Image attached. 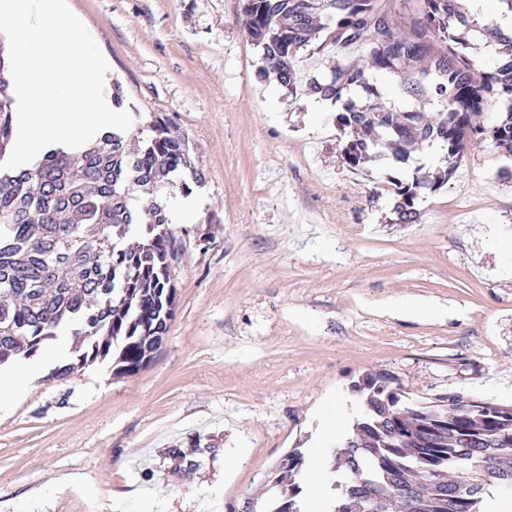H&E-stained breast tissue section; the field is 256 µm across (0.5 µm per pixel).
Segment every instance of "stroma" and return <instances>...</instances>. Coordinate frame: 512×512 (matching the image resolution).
<instances>
[{
    "label": "stroma",
    "mask_w": 512,
    "mask_h": 512,
    "mask_svg": "<svg viewBox=\"0 0 512 512\" xmlns=\"http://www.w3.org/2000/svg\"><path fill=\"white\" fill-rule=\"evenodd\" d=\"M118 81L140 144L151 115L185 135L203 176L191 194L171 175L159 199L179 246L173 318L136 374L111 361L65 377L50 350L0 411V512H266L272 471L292 449L325 453L337 421L360 416L351 386L398 378L427 405L496 399L512 378V157L490 141L457 157L419 145L409 160L350 168L341 102L314 109L308 86L359 61L328 34L301 50L296 92L258 82L260 53L241 0H67ZM450 171L400 223L396 182ZM429 303L428 317L394 302ZM211 452L182 475L169 448Z\"/></svg>",
    "instance_id": "1"
}]
</instances>
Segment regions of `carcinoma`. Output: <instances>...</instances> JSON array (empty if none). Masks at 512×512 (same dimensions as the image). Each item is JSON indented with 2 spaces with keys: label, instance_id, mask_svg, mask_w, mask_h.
Segmentation results:
<instances>
[{
  "label": "carcinoma",
  "instance_id": "obj_1",
  "mask_svg": "<svg viewBox=\"0 0 512 512\" xmlns=\"http://www.w3.org/2000/svg\"><path fill=\"white\" fill-rule=\"evenodd\" d=\"M378 2L242 0L246 31L261 53L258 79L273 76L293 87L291 63L324 29L322 11L335 23L332 42L343 48L361 43L367 51L364 63L338 62L310 85L337 101L353 87L365 94V103L348 99L336 116L341 132L352 135L343 152L350 168L379 159L382 144L399 163L428 140L452 157L461 155L483 135L477 119L492 95L504 106L493 140L511 153L512 34L471 20L459 0H420L417 12L400 23ZM469 33L494 54L489 69L470 57ZM6 67L0 44V161L11 152L14 131ZM386 73L405 74L407 92L441 110L432 119L393 111L372 83ZM146 128L151 135L137 151L112 132L82 150L52 148L25 169L0 170V365L36 355L69 329L77 361L54 369L56 377L114 354L115 374L131 375L159 350L174 315L169 267L176 256L169 252L171 221L155 193L172 173L188 170L195 183L202 176L177 125L153 115ZM448 176L417 174L401 184V222L417 216L421 190L439 189ZM132 186L145 201L131 197ZM132 233L145 243L123 246ZM352 391L363 413L333 457L331 469L343 474L333 512H372L387 492L399 512H482L488 486L512 489V406L481 399L424 405L406 398L383 370L365 373ZM305 469L298 448L276 467L273 512H302Z\"/></svg>",
  "mask_w": 512,
  "mask_h": 512
}]
</instances>
